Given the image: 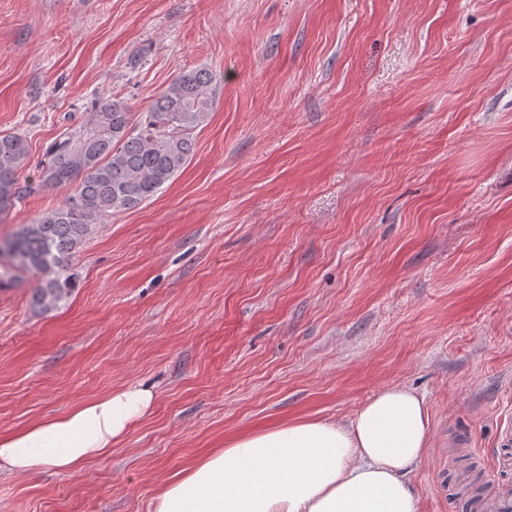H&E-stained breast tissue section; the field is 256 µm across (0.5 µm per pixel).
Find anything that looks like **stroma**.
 Returning <instances> with one entry per match:
<instances>
[{"label": "stroma", "instance_id": "stroma-1", "mask_svg": "<svg viewBox=\"0 0 512 512\" xmlns=\"http://www.w3.org/2000/svg\"><path fill=\"white\" fill-rule=\"evenodd\" d=\"M217 76L173 182L40 276L0 283V432L143 383L84 470L0 476V512H152L239 435L423 395L417 512L512 484V0H0V134L29 144L0 235L64 202L46 146L92 103Z\"/></svg>", "mask_w": 512, "mask_h": 512}]
</instances>
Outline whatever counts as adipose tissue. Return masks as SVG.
I'll use <instances>...</instances> for the list:
<instances>
[{
  "label": "adipose tissue",
  "instance_id": "adipose-tissue-1",
  "mask_svg": "<svg viewBox=\"0 0 512 512\" xmlns=\"http://www.w3.org/2000/svg\"><path fill=\"white\" fill-rule=\"evenodd\" d=\"M129 385L0 433V473H75L111 452L151 408ZM423 396L379 391L348 422L301 420L246 434L169 479L153 512H417L404 474L430 446Z\"/></svg>",
  "mask_w": 512,
  "mask_h": 512
}]
</instances>
